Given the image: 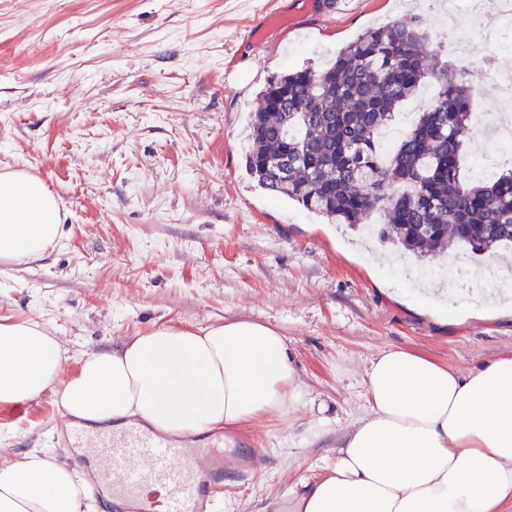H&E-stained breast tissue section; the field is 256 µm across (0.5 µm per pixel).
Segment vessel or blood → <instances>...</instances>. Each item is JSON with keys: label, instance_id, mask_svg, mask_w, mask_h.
I'll return each mask as SVG.
<instances>
[{"label": "vessel or blood", "instance_id": "obj_1", "mask_svg": "<svg viewBox=\"0 0 512 512\" xmlns=\"http://www.w3.org/2000/svg\"><path fill=\"white\" fill-rule=\"evenodd\" d=\"M288 21L280 10L265 12L246 38L261 43ZM69 443L95 459L91 488L110 490L115 512H146L141 494L148 484L164 490L166 512H213L215 485L247 477L267 460L260 448L234 452L220 434L202 443L150 431L135 422L109 430L75 431Z\"/></svg>", "mask_w": 512, "mask_h": 512}]
</instances>
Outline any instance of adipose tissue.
I'll list each match as a JSON object with an SVG mask.
<instances>
[{
	"label": "adipose tissue",
	"mask_w": 512,
	"mask_h": 512,
	"mask_svg": "<svg viewBox=\"0 0 512 512\" xmlns=\"http://www.w3.org/2000/svg\"><path fill=\"white\" fill-rule=\"evenodd\" d=\"M63 237L42 181L0 175V260L41 258ZM57 337L0 320V406L54 392L76 424L202 434L294 412L305 397L288 339L251 320L163 325L64 372ZM366 402L335 464L297 512H512V356L468 372L397 347L365 370ZM81 474L30 451L0 459V512H87Z\"/></svg>",
	"instance_id": "ef3b65f1"
}]
</instances>
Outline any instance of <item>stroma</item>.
Masks as SVG:
<instances>
[{
    "label": "stroma",
    "mask_w": 512,
    "mask_h": 512,
    "mask_svg": "<svg viewBox=\"0 0 512 512\" xmlns=\"http://www.w3.org/2000/svg\"><path fill=\"white\" fill-rule=\"evenodd\" d=\"M438 0H0V174L25 170L55 196L64 236L42 259L0 262V318L84 353L168 324L254 320L288 338L306 404L234 427L268 466L217 489V512H276L326 474L365 403L364 370L393 346L460 371L512 354V292L466 287L434 302L413 256L376 262L359 230L329 224L247 173L246 126L272 76L326 65L367 26L423 17L437 59L512 73V46L482 37L458 0L468 50L448 49ZM297 22L259 44L263 11ZM50 391L0 407V448L41 449L91 476Z\"/></svg>",
    "instance_id": "stroma-1"
}]
</instances>
